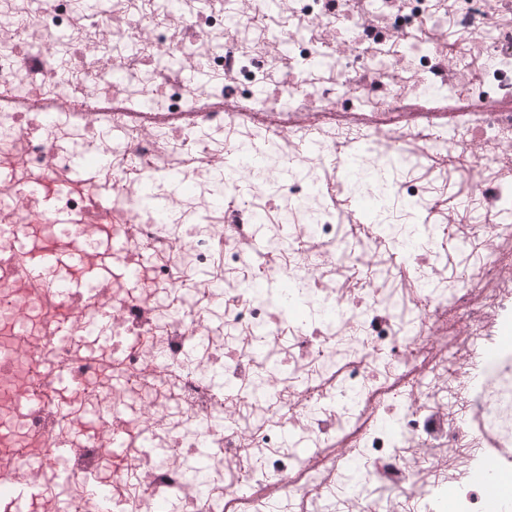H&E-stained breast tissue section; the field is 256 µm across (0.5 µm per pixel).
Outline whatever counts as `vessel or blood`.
I'll return each mask as SVG.
<instances>
[{"instance_id": "obj_1", "label": "vessel or blood", "mask_w": 512, "mask_h": 512, "mask_svg": "<svg viewBox=\"0 0 512 512\" xmlns=\"http://www.w3.org/2000/svg\"><path fill=\"white\" fill-rule=\"evenodd\" d=\"M103 171L101 158L90 152L76 154L66 171L55 174L34 165L21 170L0 160V187L24 189L38 203L37 216L0 224V240L9 245L0 257V278L22 273L25 287L17 304L30 305L37 298L50 306L46 316L40 309L32 311L33 322L43 323L46 335L71 344L77 355L109 358L114 354L109 333L111 317L97 313L93 329L82 336L74 335L75 316L69 302L79 296L85 304H94L95 289L102 284L119 285L132 296L141 294L150 259L133 256L125 233L112 224H95V217L113 211L112 194L103 185ZM79 196L86 198L87 207H64V199ZM90 225L95 228L97 246L89 254L84 250V238ZM55 226L66 228V235L52 234ZM28 331L25 324L11 332L0 324L1 362L13 361L16 347L27 342ZM46 378L60 405L72 403L84 390L66 367L43 356L32 357L7 415H0V512H69L71 486L66 466L74 448L94 445L101 431L98 413L90 412L68 421L64 431L53 439L39 435L28 442L16 439L21 423L43 405L40 383ZM132 448L151 450L148 434L142 431L134 435L116 426L107 437L104 455L120 468ZM20 456L26 458L35 479L14 476L13 464ZM82 496L90 512H112L111 489L87 482L82 486Z\"/></svg>"}]
</instances>
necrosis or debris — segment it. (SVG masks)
<instances>
[{
    "instance_id": "necrosis-or-debris-1",
    "label": "necrosis or debris",
    "mask_w": 512,
    "mask_h": 512,
    "mask_svg": "<svg viewBox=\"0 0 512 512\" xmlns=\"http://www.w3.org/2000/svg\"><path fill=\"white\" fill-rule=\"evenodd\" d=\"M288 0V23L270 20L264 0H179L177 14L157 20L156 0H0V153L63 170L69 140L110 156L104 179L128 214L133 247L152 252L151 279L177 288L174 306L151 293L130 298L98 288V308L79 317H112L114 338L134 336L118 368L121 385L101 382L99 365L50 342L43 348L103 403L104 430L125 425L130 405L152 428L159 455L135 453L112 475L114 512L129 500L164 499L171 512H235L237 490H251L245 512H289L297 499H323L336 473L335 449L357 448L369 462L366 483L389 498L410 490L424 512H482L488 492L474 474L489 455L512 466V0ZM182 62L203 59L208 81L191 83L158 70L156 49ZM477 60L476 76L456 66ZM158 71L153 87L142 75ZM505 109L473 112L489 96ZM248 116L224 111L226 100ZM460 103L444 139H435L431 101ZM319 114L320 152L291 154L307 135L304 115ZM125 131L114 148L111 127ZM373 145L377 156L348 196H374L383 221L371 235L393 241L415 286L403 299L387 275L347 292L327 270L363 261L348 246L325 197L324 159L341 139ZM455 174L479 187L481 208L495 220L467 280L431 283L435 224L430 193L411 176L455 146ZM233 173L217 177L227 154ZM191 195L169 199L170 163ZM295 180H285V168ZM254 202L241 204L242 187ZM262 232L272 261L249 281L224 282L225 271L251 266L249 245ZM292 283L280 291L282 279ZM308 307L297 319L286 304ZM264 335L265 353L230 350L224 330ZM496 362L467 369L476 344ZM458 389L481 425L473 437L457 427L441 386ZM247 409L226 428L225 390ZM274 405L278 419L252 409ZM255 465H240L241 438ZM209 465L192 466L200 443ZM407 448H464L447 477L421 483ZM106 464L99 446L76 448L70 468L72 512H83L81 480Z\"/></svg>"
}]
</instances>
